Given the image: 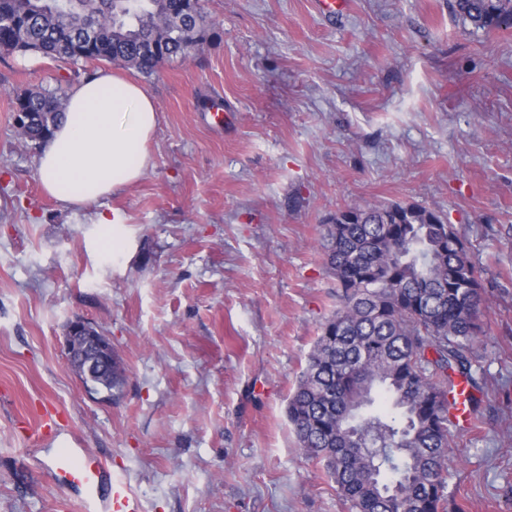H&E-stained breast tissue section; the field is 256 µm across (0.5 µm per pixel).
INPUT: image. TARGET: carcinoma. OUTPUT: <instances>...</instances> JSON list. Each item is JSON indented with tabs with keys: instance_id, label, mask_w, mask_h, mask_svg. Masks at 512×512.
Returning a JSON list of instances; mask_svg holds the SVG:
<instances>
[{
	"instance_id": "carcinoma-1",
	"label": "carcinoma",
	"mask_w": 512,
	"mask_h": 512,
	"mask_svg": "<svg viewBox=\"0 0 512 512\" xmlns=\"http://www.w3.org/2000/svg\"><path fill=\"white\" fill-rule=\"evenodd\" d=\"M475 29L512 27V0H454ZM201 0H0V55L38 54L65 66L119 64L149 77L208 36ZM25 90L12 112L37 149L61 119L63 82ZM326 227L336 311L321 327L288 400L306 457L321 465L351 512H446L453 433L448 391L473 388L469 352L482 334L484 288L454 225L423 206L340 210ZM125 369L87 382L119 397Z\"/></svg>"
}]
</instances>
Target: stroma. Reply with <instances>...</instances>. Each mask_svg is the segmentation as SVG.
<instances>
[{
    "instance_id": "stroma-1",
    "label": "stroma",
    "mask_w": 512,
    "mask_h": 512,
    "mask_svg": "<svg viewBox=\"0 0 512 512\" xmlns=\"http://www.w3.org/2000/svg\"><path fill=\"white\" fill-rule=\"evenodd\" d=\"M452 0H203L212 34L141 78L159 112L153 165L67 208L17 135L12 91L77 83L100 63L0 56V512H66L52 446L105 456L144 512H350L286 414L336 308L325 224L400 202L455 225L485 289L470 353L477 424L456 433L450 512H512V31ZM219 102L232 121L204 118ZM124 247L104 254L100 212ZM112 340L118 399L89 394L69 320Z\"/></svg>"
}]
</instances>
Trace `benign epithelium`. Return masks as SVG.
Returning a JSON list of instances; mask_svg holds the SVG:
<instances>
[{"mask_svg":"<svg viewBox=\"0 0 512 512\" xmlns=\"http://www.w3.org/2000/svg\"><path fill=\"white\" fill-rule=\"evenodd\" d=\"M65 346L69 365L88 377L112 371L116 353L109 337L81 319L72 321L67 329Z\"/></svg>","mask_w":512,"mask_h":512,"instance_id":"benign-epithelium-1","label":"benign epithelium"}]
</instances>
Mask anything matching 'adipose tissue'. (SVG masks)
<instances>
[{
    "mask_svg": "<svg viewBox=\"0 0 512 512\" xmlns=\"http://www.w3.org/2000/svg\"><path fill=\"white\" fill-rule=\"evenodd\" d=\"M157 125L156 106L138 82L107 71L83 79L40 150L43 190L67 207L121 193L151 167Z\"/></svg>",
    "mask_w": 512,
    "mask_h": 512,
    "instance_id": "obj_1",
    "label": "adipose tissue"
}]
</instances>
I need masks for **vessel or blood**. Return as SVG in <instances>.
<instances>
[{
  "label": "vessel or blood",
  "instance_id": "obj_1",
  "mask_svg": "<svg viewBox=\"0 0 512 512\" xmlns=\"http://www.w3.org/2000/svg\"><path fill=\"white\" fill-rule=\"evenodd\" d=\"M468 402L469 388L465 382H458L454 406L448 416L452 424L463 430L470 427ZM53 472L59 483L81 491L80 512H143L129 484L113 475L96 453L72 448L61 450L53 458Z\"/></svg>",
  "mask_w": 512,
  "mask_h": 512
}]
</instances>
